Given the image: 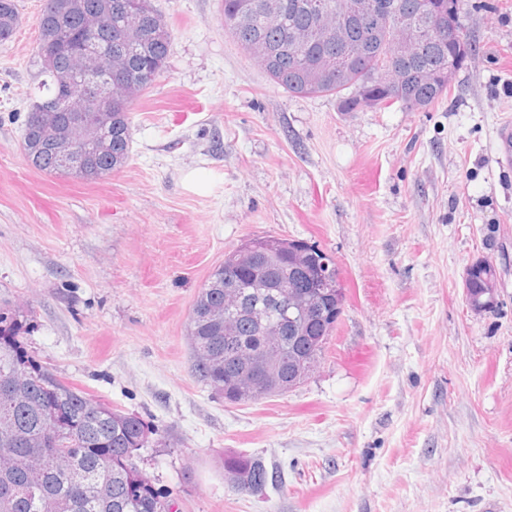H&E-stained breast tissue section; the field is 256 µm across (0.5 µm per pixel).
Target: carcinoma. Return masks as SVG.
Wrapping results in <instances>:
<instances>
[{
	"label": "carcinoma",
	"mask_w": 512,
	"mask_h": 512,
	"mask_svg": "<svg viewBox=\"0 0 512 512\" xmlns=\"http://www.w3.org/2000/svg\"><path fill=\"white\" fill-rule=\"evenodd\" d=\"M262 0H221L220 22L246 52L261 41L270 53L262 66L274 84L302 97L330 96L340 106L351 100L360 87H372L374 99L369 107H381L413 99L428 107L448 93V84L421 80L423 71L439 72L452 63L460 69L472 45L463 38L460 47L434 37L424 38L416 51L415 62L405 66L407 79L400 98L382 91V74L395 58L388 21L376 16L351 27L346 44L332 38L313 44L305 40L308 32L320 27L317 6L333 10L336 0H274L278 19L269 21L259 9ZM132 0H73L55 14L43 12L39 30L64 28L79 42L96 35L99 18L106 5H112V31L105 32V49L112 53V65L132 77L146 68L162 74L172 50V33L165 17L151 0H142L141 12L131 7ZM0 40L12 36L19 24L17 0H0ZM74 47L44 52L42 73H51L40 86L37 100L59 96L81 101L87 94L82 84L67 81ZM329 56L332 79L313 83L307 79L298 56ZM137 92L120 88L106 124V148L94 154L84 169L67 172L83 180H94L123 167L130 155L132 121L130 104ZM23 150L34 169L60 174L62 170L40 132L24 125ZM256 246L270 255L303 251L308 266L327 262L339 271L332 255L315 244L299 239L265 237L251 239L224 256L222 263L200 289L193 305L188 330L193 368L203 382L217 393L228 389L238 370V362L253 354L261 355L273 341L262 335L254 319L256 306L252 292L267 287L279 290L288 281L290 270L273 263L258 266L238 259L244 249ZM241 291L240 308L235 314L233 338L224 327L204 316L210 309L224 308L230 289ZM23 320L0 319V421L9 422L12 436L0 434V512H170L168 501L154 489L150 478L137 468L135 449L149 447L150 428L139 416L112 409L93 401L84 391L70 386L50 373L26 350L22 342ZM319 321L300 319L296 334L278 346L283 352L306 348V337L320 336ZM242 478L239 491H259L273 480L264 461L251 455L230 453L224 456V475Z\"/></svg>",
	"instance_id": "carcinoma-1"
}]
</instances>
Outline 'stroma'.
I'll return each instance as SVG.
<instances>
[{
    "label": "stroma",
    "mask_w": 512,
    "mask_h": 512,
    "mask_svg": "<svg viewBox=\"0 0 512 512\" xmlns=\"http://www.w3.org/2000/svg\"><path fill=\"white\" fill-rule=\"evenodd\" d=\"M0 42V306L61 381L158 433L135 463L173 512H512V0H463L472 53L447 96L343 112L288 94L225 33L221 0H153L164 74L131 105V156L97 180L26 162L43 0ZM202 182L190 191L188 175ZM332 254L346 301L299 387L229 403L192 371L193 304L246 240ZM492 264L498 308L464 300ZM261 457L259 493L224 481ZM239 475L242 478L240 486L235 491H259L266 487L273 474L269 473L264 461L251 455L236 453L224 456V475Z\"/></svg>",
    "instance_id": "obj_1"
}]
</instances>
